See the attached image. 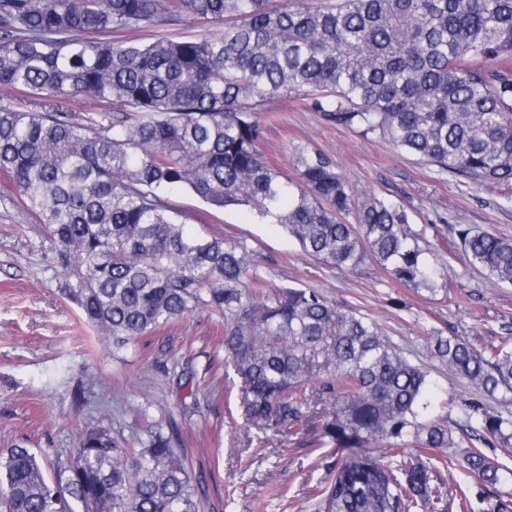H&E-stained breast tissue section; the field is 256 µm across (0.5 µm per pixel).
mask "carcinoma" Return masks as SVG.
Here are the masks:
<instances>
[{
  "label": "carcinoma",
  "instance_id": "1",
  "mask_svg": "<svg viewBox=\"0 0 512 512\" xmlns=\"http://www.w3.org/2000/svg\"><path fill=\"white\" fill-rule=\"evenodd\" d=\"M185 18L205 33H162ZM149 28V42L129 37ZM0 86L29 97L0 107V173L48 230L61 295L114 352L199 310L223 314L224 371L257 446L353 452L318 512H467V490L438 478L454 463L486 487L512 482L482 450L512 446L511 415L463 399L458 431L428 417L429 367L377 321L274 283L246 242L187 232L171 203L182 191L248 206L334 268L374 262L451 296L422 246L435 224L415 228L317 150L298 151L289 178L259 149V112L304 95L325 121L512 201V0H0ZM76 95L105 121L68 112ZM451 231L470 266L512 284L511 238ZM426 349L473 394L512 400V347L435 330ZM141 414L133 442L88 429L66 460L0 448V512H200L179 424Z\"/></svg>",
  "mask_w": 512,
  "mask_h": 512
}]
</instances>
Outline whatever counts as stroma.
<instances>
[{"label":"stroma","instance_id":"1","mask_svg":"<svg viewBox=\"0 0 512 512\" xmlns=\"http://www.w3.org/2000/svg\"><path fill=\"white\" fill-rule=\"evenodd\" d=\"M260 120L259 149L284 173L293 174L299 150L317 149L335 159L347 183L404 205L414 223L446 216L429 240L458 299L406 287L371 262L353 272L338 270L305 255L282 225L249 208L216 211L192 196L174 195L191 232L207 229L247 241L267 278L318 289L336 306L370 315L418 363L427 362L425 337L435 329L464 336L480 349L512 338V286H491L471 269L448 230L468 224L512 238V202L487 187L440 178L411 155L327 123L300 97L269 103ZM58 286L44 226L0 176V446L23 440L36 453L65 458L78 435L96 424L132 437L146 407L177 421L191 475L206 476L200 512H315L322 478L349 451L245 446L247 426H229L236 395L224 377L222 315L196 313L116 354L96 340ZM188 362L199 386L193 408L172 376Z\"/></svg>","mask_w":512,"mask_h":512}]
</instances>
